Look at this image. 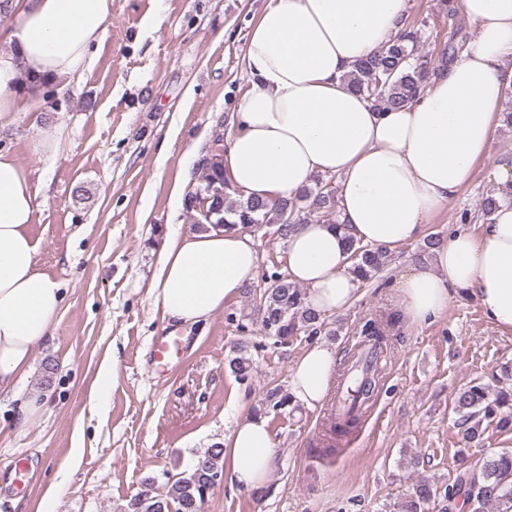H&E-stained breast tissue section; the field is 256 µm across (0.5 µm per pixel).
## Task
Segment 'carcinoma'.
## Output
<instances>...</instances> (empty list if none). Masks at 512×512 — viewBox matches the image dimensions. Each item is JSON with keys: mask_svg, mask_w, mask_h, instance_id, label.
<instances>
[{"mask_svg": "<svg viewBox=\"0 0 512 512\" xmlns=\"http://www.w3.org/2000/svg\"><path fill=\"white\" fill-rule=\"evenodd\" d=\"M443 8L426 16L408 13L402 17L400 33L384 43L370 56L353 63L344 80L363 94L379 112L398 110L412 103L427 86L435 72L445 69L462 52L466 35L456 27L458 10L451 0H440ZM203 196H193L196 202H207L206 213L197 221L203 231L211 228L242 229L250 232L257 226L272 229V235L281 240L288 238L292 226L308 221L314 212L318 219L329 224L338 223L335 183L318 179L292 198L274 201L251 198L245 201L230 198V184L224 177L221 154L215 153L206 164L203 175ZM512 202V194L496 197V185L482 198L481 214L464 211L463 224H476L488 220L500 201ZM352 262L351 272L360 282L368 283L387 266L391 251L364 245L348 239ZM258 297L257 318L265 333L277 345H288L301 335L320 333L324 317L311 308L307 292L292 282L277 266L264 273L259 287L251 289ZM397 313L387 312L367 321L361 337L345 354L348 364L354 350L365 342L383 349H392L398 337L395 327ZM228 367L242 384L252 377L255 366L252 357L244 353L243 346L235 347V356ZM345 376L358 381V396L340 412L327 411L322 444L328 448L341 447L361 423L362 407L371 405L378 393L380 370L347 369ZM453 411L464 426L463 439L471 443L488 428L498 431L512 429V394L501 392L489 397L488 388L474 382L457 390L452 398ZM294 405L287 390L276 386L266 391L255 413L285 410ZM224 473V448L215 444L207 449L191 473L174 480L167 491L159 493L144 490L131 498L124 512H203L210 493V480ZM400 512H512V451H502L481 457L473 466L461 468L455 477L439 486L424 479L412 494L402 500Z\"/></svg>", "mask_w": 512, "mask_h": 512, "instance_id": "carcinoma-1", "label": "carcinoma"}]
</instances>
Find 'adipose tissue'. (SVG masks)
Listing matches in <instances>:
<instances>
[{"mask_svg": "<svg viewBox=\"0 0 512 512\" xmlns=\"http://www.w3.org/2000/svg\"><path fill=\"white\" fill-rule=\"evenodd\" d=\"M472 26L467 46L409 106L377 111L343 76L395 36L407 0H267L252 24L251 83L224 144V176L244 197H292L317 175L337 179L336 224L292 227L289 278L321 314L352 305L360 281L348 239L392 248L421 239L428 219L471 179L504 118L512 84V0H456ZM112 0H0V127L20 108H45L40 78L74 77L106 36ZM41 189L32 171L0 152V394L33 371L63 303L57 280L39 271L29 227ZM260 256L239 230L172 234L153 291L173 328L207 323L257 277ZM410 323L439 316L458 292L472 295L496 327L512 330V202L500 203L480 234L454 231L431 264L398 282ZM337 351L309 346L294 366L295 403L321 405ZM268 420L235 425L224 448L231 489H264L276 468Z\"/></svg>", "mask_w": 512, "mask_h": 512, "instance_id": "obj_1", "label": "adipose tissue"}]
</instances>
